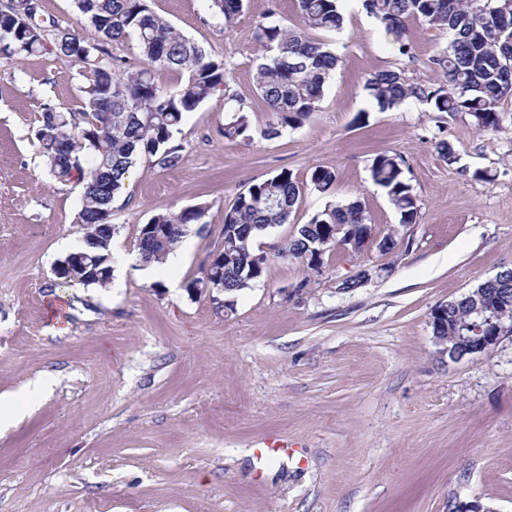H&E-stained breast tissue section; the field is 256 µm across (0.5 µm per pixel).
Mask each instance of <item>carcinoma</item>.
Listing matches in <instances>:
<instances>
[{
    "instance_id": "carcinoma-1",
    "label": "carcinoma",
    "mask_w": 512,
    "mask_h": 512,
    "mask_svg": "<svg viewBox=\"0 0 512 512\" xmlns=\"http://www.w3.org/2000/svg\"><path fill=\"white\" fill-rule=\"evenodd\" d=\"M150 0H76V7L101 35L97 42L83 40L55 20L39 21L40 4L30 14L17 16L0 6V56L25 59L46 48L80 63L78 78L82 112H64L47 106L36 132L38 148L53 176L68 182L78 175L84 182L77 223L83 230L76 252L84 263L101 272L112 269L111 243L115 232L108 220L114 199L124 189L131 169L141 158L162 168L180 161L182 147L173 144L186 113L197 109L215 92L224 91L233 103L230 120L224 124L228 140L252 139L249 112L233 89L224 60L212 56L189 40L149 6ZM213 16L232 25L241 14L244 0H209ZM298 23L288 25L271 12L258 23L256 40L261 54L256 72V92L268 106L272 122L260 131L274 138L282 131L302 127L317 109L328 80L340 63L332 44L315 40L309 32L339 33L344 27L343 0H297ZM398 51L411 50L406 42L408 24L420 22L450 35V43L432 57L442 74L439 84L411 83L402 73L383 70L365 82L368 96L380 110H391L409 99L427 101L438 112H464L475 130H496L500 108L512 97V33H499L503 8L512 0H363ZM136 42L143 65L135 69L114 67L108 60L110 44ZM159 70L186 75L174 90L159 86ZM112 105V121L102 110ZM372 181L385 190L388 200L407 226L418 221L416 195L404 176V161L391 154L372 159ZM315 190L332 193L335 172L316 167L310 175ZM302 188L290 171L282 169L250 184L239 192L224 212V246L213 255V268L226 288L225 298L260 279L267 262L253 268L248 257L258 251L257 240L269 228L288 223L299 206ZM208 206L199 204L177 213L159 212L148 223L164 231L147 235L139 246L146 264H160L175 250L188 227L205 223ZM369 226L362 203L328 202L324 209L285 238L277 256L300 262L316 277L324 274L325 254L319 242L341 240L348 253L359 248ZM106 277L87 279L73 268L58 277L57 286L104 287ZM435 316L441 336L477 337L486 334L489 319L512 322V270L507 269L476 288L439 305Z\"/></svg>"
}]
</instances>
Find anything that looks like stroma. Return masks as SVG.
<instances>
[{"label":"stroma","mask_w":512,"mask_h":512,"mask_svg":"<svg viewBox=\"0 0 512 512\" xmlns=\"http://www.w3.org/2000/svg\"><path fill=\"white\" fill-rule=\"evenodd\" d=\"M182 35L224 59L257 131L272 116L254 93V32L268 12L296 22L295 0H245L231 27L209 0H151ZM341 58L312 118L266 139L229 141L223 93L187 113L172 169L141 160L110 221L107 287L59 288L54 268L80 242L77 181L57 182L37 149L44 107L82 109L79 63L51 51L0 58V393L54 382L0 426V512H454L478 501L512 512V338L454 361L433 341L431 312L512 267V98L500 127L416 100L380 110L365 89L381 70L434 83L448 35L413 23L406 57L362 0H345ZM443 131L458 160L443 161ZM397 154L420 205L401 227L370 179ZM332 169V196L314 190ZM288 169L303 188L288 224L260 238L264 275L235 295L188 291L223 243L224 211L253 181ZM491 171L488 180L477 178ZM360 200L377 235L408 251H331L326 273L275 257L327 201ZM204 204L179 265L141 277L131 257L156 213ZM389 262L351 293L337 281ZM288 450L260 460L268 440Z\"/></svg>","instance_id":"obj_1"}]
</instances>
